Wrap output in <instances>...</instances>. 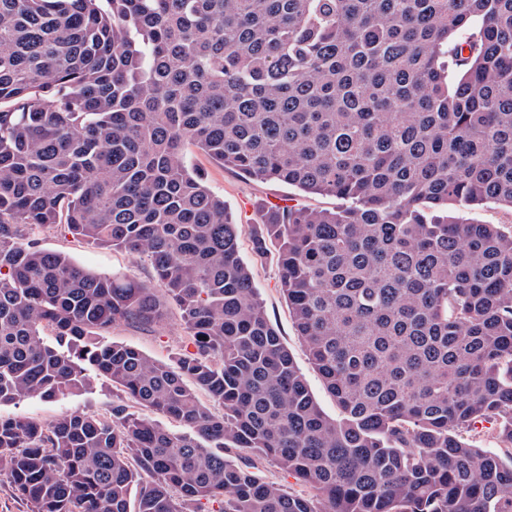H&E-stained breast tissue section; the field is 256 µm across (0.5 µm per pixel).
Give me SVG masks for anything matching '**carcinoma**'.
<instances>
[{
    "mask_svg": "<svg viewBox=\"0 0 512 512\" xmlns=\"http://www.w3.org/2000/svg\"><path fill=\"white\" fill-rule=\"evenodd\" d=\"M190 147L336 198L253 239L336 416ZM491 205L512 209V0H0V406L121 393L0 415V482L30 512H512V453L469 436L512 450V229L465 216ZM54 224L154 281L25 241ZM168 302L192 352L103 341ZM116 400L117 391L112 390V385L105 381H99L92 390L78 396L56 402H44L38 399L24 400L16 404L3 405L0 412L2 415L26 416L47 422L65 410L100 414L109 409Z\"/></svg>",
    "mask_w": 512,
    "mask_h": 512,
    "instance_id": "carcinoma-1",
    "label": "carcinoma"
}]
</instances>
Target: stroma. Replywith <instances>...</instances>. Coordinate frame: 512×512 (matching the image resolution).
Segmentation results:
<instances>
[{
  "instance_id": "1",
  "label": "stroma",
  "mask_w": 512,
  "mask_h": 512,
  "mask_svg": "<svg viewBox=\"0 0 512 512\" xmlns=\"http://www.w3.org/2000/svg\"><path fill=\"white\" fill-rule=\"evenodd\" d=\"M189 157L204 175L210 190L223 198L239 226V252L251 269L271 324L301 369L310 391L322 409L328 415H337L336 403L327 392L318 372L309 363L306 350L290 316L288 304L280 288L277 252L271 249L259 256L254 253L252 244L258 225L264 223L267 211L272 210L274 206L298 203L310 208L330 209L335 207L336 198L306 195L284 184L247 179L216 165L205 155L194 151L190 152ZM32 238L41 247L65 253L77 264L97 274L109 275L119 272L143 282L151 281L153 277L151 266L138 255L124 250L97 248L74 238L60 225L37 230ZM105 339L134 346L148 356L163 361L189 349L180 313L173 306L169 307L166 319L159 325L143 327L119 322L112 325ZM116 399L117 393L111 384L100 381L92 390L74 397L55 402L24 400L1 406L0 413L47 422L65 410L100 414L109 409Z\"/></svg>"
}]
</instances>
